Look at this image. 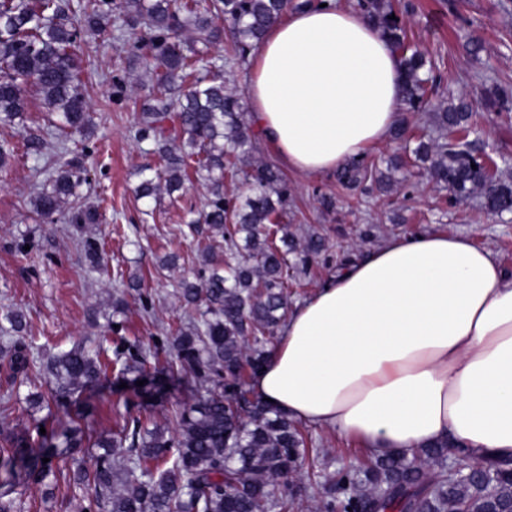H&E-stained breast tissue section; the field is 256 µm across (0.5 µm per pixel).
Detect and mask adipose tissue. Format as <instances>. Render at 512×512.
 Returning a JSON list of instances; mask_svg holds the SVG:
<instances>
[{"label": "adipose tissue", "instance_id": "adipose-tissue-1", "mask_svg": "<svg viewBox=\"0 0 512 512\" xmlns=\"http://www.w3.org/2000/svg\"><path fill=\"white\" fill-rule=\"evenodd\" d=\"M248 98L290 171L332 173L398 125L401 63L379 28L326 0L268 27ZM253 385L374 457L444 439L512 456V272L467 235L392 239L288 315Z\"/></svg>", "mask_w": 512, "mask_h": 512}]
</instances>
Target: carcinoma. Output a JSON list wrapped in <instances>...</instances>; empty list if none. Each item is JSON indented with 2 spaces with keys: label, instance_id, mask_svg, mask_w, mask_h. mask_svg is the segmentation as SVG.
<instances>
[{
  "label": "carcinoma",
  "instance_id": "obj_1",
  "mask_svg": "<svg viewBox=\"0 0 512 512\" xmlns=\"http://www.w3.org/2000/svg\"><path fill=\"white\" fill-rule=\"evenodd\" d=\"M288 0H82L74 10L68 0H0V128H20L26 119V92H38L48 111L58 115V130L84 136L92 125L83 94V70L78 51L81 34L105 31L113 14L122 15L117 39L126 48L128 68L142 63L151 74L148 91L153 104L140 113L135 138L152 141L160 168L142 174L137 192L151 198L161 190L172 194L189 173L206 182L209 198L203 223L224 239L227 260L202 253V270L179 283V296L196 318L171 330L170 370L191 372L206 394L177 416V434L132 420L112 440H96L76 426L64 434L74 451L100 448L91 469H79L74 484L89 501L88 512H295L293 494L277 493V482L295 471L305 457L306 441L288 415L248 398L243 389L231 398L217 393L224 379L245 384L247 371L263 365L266 346L288 310L289 255L295 253L288 234H279L291 196L288 182L273 165L250 171L238 166L251 148L242 119L241 95L226 86L223 68L204 62L208 48L223 39V19L232 26L229 59L245 60L266 28L290 7ZM357 8L400 53L403 100L419 110L430 96H440L441 82L433 76L425 55L406 44L402 18L391 0H358ZM490 106L509 110L512 91L503 84L486 89ZM437 135H416L403 122L393 136L415 141L412 154L428 165L438 184L448 187L450 203L479 198L488 216L512 212V182L503 178L497 161L478 153L470 139L481 115L464 96H441L435 106ZM178 126L184 139L167 135V122ZM45 138H24L23 154L39 159ZM403 168L394 158L387 172L373 176L364 160L336 173L345 186L376 178L379 190L400 183L394 173ZM49 188L33 198L36 220L45 221L71 201L68 222L98 224L100 214L84 206L77 188L87 181V169L76 156L60 154L50 167ZM242 177L252 191L244 203L224 193L225 176ZM232 227H226L227 214ZM0 327L11 369L28 374L34 366L26 348L12 344L11 334L23 328L17 314H7ZM122 352L110 357L99 342L89 350L77 344L49 353L39 370L53 378L59 396L73 393L107 374ZM47 437L30 430L3 438L0 469L11 481L47 483L55 474L58 451ZM470 461L468 449L448 442L413 452L374 459L366 467L336 472L321 483L325 512H363L373 504L379 512H492L512 504V462L482 457L481 470L456 479L445 475L448 455ZM49 462L44 463L42 459ZM341 499H336V494Z\"/></svg>",
  "mask_w": 512,
  "mask_h": 512
}]
</instances>
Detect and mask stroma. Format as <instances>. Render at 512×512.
<instances>
[{"label": "stroma", "instance_id": "stroma-1", "mask_svg": "<svg viewBox=\"0 0 512 512\" xmlns=\"http://www.w3.org/2000/svg\"><path fill=\"white\" fill-rule=\"evenodd\" d=\"M402 8L411 46L424 52L447 79L450 88L468 95L484 119L476 135L481 149L495 158L504 177H512V112H499L485 99V78L497 77L512 85V0H394ZM483 43L479 55L465 49L469 35ZM81 66L93 112L94 132L83 156L89 182L79 194L103 215L99 224H72L67 211L53 220L34 221L32 200L44 181L41 161L16 155L0 168V318L22 315L24 328L13 340L29 347L33 357L82 344L95 346L101 337L113 343L140 341L157 344L158 357L135 364L126 373L112 370L93 387L75 392L44 409L31 403L34 393L47 391L46 375L31 374L17 381L8 356L0 354V395L10 394L9 409L0 408V431L15 427H43L59 434L71 416L88 410L87 422L96 435L108 438L128 418L144 416L151 424L172 429L176 413L194 403L199 384L192 373L170 374L172 353L169 327L183 319L177 283L199 269L197 245L210 242L216 258L224 256V242L207 229L182 235L186 223L197 218L208 198L198 181L183 191L159 193L152 200L138 198L141 172L159 160L150 142L136 141L134 126L143 93L134 101L112 104V77L125 73V52L114 28L81 41ZM291 190L283 224L296 243L310 233L320 234L327 249L306 265H297L288 278L289 304L304 302L349 262L367 257L383 241L421 233H468L489 248L512 270V220L487 217L476 199L454 206L447 189L427 178L413 176L383 194L372 184L343 188L335 175L301 176L284 171ZM336 200L323 210L322 197ZM372 236H365V229ZM99 243L104 269L91 268L87 242ZM124 295L127 307L116 311L112 298ZM151 298L154 316L140 315V296ZM308 447L318 449L323 475L365 461V451L335 431L301 423ZM92 452L66 455L58 463L53 490L34 483L17 484L13 492L22 512H83L87 501L73 484L75 470L92 468Z\"/></svg>", "mask_w": 512, "mask_h": 512}]
</instances>
